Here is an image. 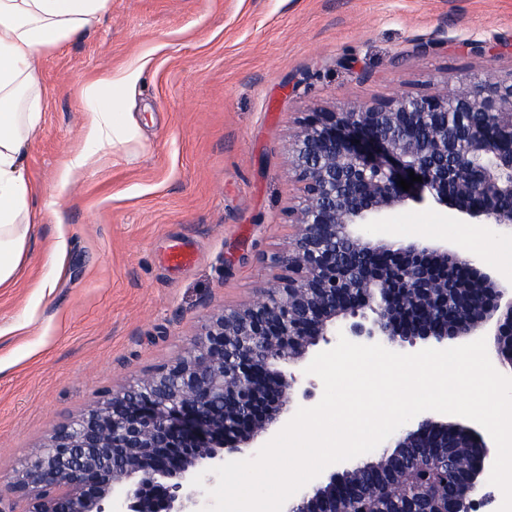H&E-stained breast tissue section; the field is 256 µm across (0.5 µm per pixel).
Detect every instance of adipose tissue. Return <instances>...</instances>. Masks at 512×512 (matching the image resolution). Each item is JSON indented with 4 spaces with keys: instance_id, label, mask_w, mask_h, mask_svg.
Masks as SVG:
<instances>
[{
    "instance_id": "adipose-tissue-1",
    "label": "adipose tissue",
    "mask_w": 512,
    "mask_h": 512,
    "mask_svg": "<svg viewBox=\"0 0 512 512\" xmlns=\"http://www.w3.org/2000/svg\"><path fill=\"white\" fill-rule=\"evenodd\" d=\"M108 0H0V288L14 283L29 259L35 234L30 221L41 209L61 223L59 202L96 163L100 153L141 145V127L126 108V90L141 77V65L86 81L82 90L81 145L60 162L55 192L39 200L24 171V158L41 126L38 69L44 54L80 36L105 10ZM107 85L108 97L98 88Z\"/></svg>"
}]
</instances>
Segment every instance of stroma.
Masks as SVG:
<instances>
[{"instance_id":"stroma-1","label":"stroma","mask_w":512,"mask_h":512,"mask_svg":"<svg viewBox=\"0 0 512 512\" xmlns=\"http://www.w3.org/2000/svg\"><path fill=\"white\" fill-rule=\"evenodd\" d=\"M478 43L493 58L470 51ZM143 144L117 148L72 185L62 225L36 211L32 260L0 288V476L10 477L102 389L148 378L205 318L248 304L288 242L295 186L288 145L303 113L429 93L512 70V0H109L98 24L46 54L43 119L25 158L41 197L81 141L85 81L129 62ZM379 239L505 236L408 205ZM67 250L51 293L32 296L57 235ZM190 262L168 267L171 245ZM34 318L9 327L24 306Z\"/></svg>"}]
</instances>
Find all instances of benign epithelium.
Returning a JSON list of instances; mask_svg holds the SVG:
<instances>
[{
	"mask_svg": "<svg viewBox=\"0 0 512 512\" xmlns=\"http://www.w3.org/2000/svg\"><path fill=\"white\" fill-rule=\"evenodd\" d=\"M300 201L294 234L270 258L267 287L241 306L208 316L172 360L133 385L106 389L14 472L0 512H202L197 474L259 447L312 397L295 366L339 335L407 354L493 337L512 363V284L486 260L451 245L377 240L367 225L410 203L449 212L459 224L512 231V71L488 76L466 95H423L305 113L288 146ZM422 177L405 191L398 179ZM465 434L479 448L454 458L469 476L466 507L478 512L496 446L477 423L429 416L396 430L389 448H428V437ZM332 472L295 496L308 503Z\"/></svg>",
	"mask_w": 512,
	"mask_h": 512,
	"instance_id": "benign-epithelium-1",
	"label": "benign epithelium"
}]
</instances>
